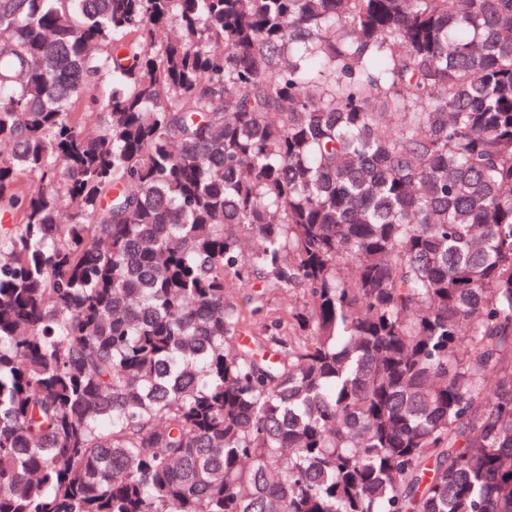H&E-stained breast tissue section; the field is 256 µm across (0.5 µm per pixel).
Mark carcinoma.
I'll return each instance as SVG.
<instances>
[{
    "instance_id": "1",
    "label": "carcinoma",
    "mask_w": 512,
    "mask_h": 512,
    "mask_svg": "<svg viewBox=\"0 0 512 512\" xmlns=\"http://www.w3.org/2000/svg\"><path fill=\"white\" fill-rule=\"evenodd\" d=\"M0 145V512H512V0H0Z\"/></svg>"
}]
</instances>
